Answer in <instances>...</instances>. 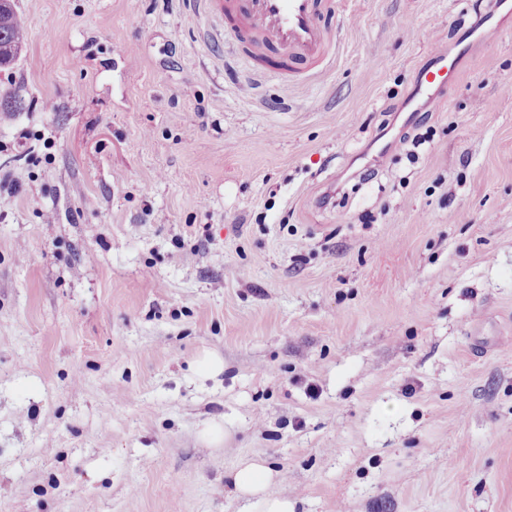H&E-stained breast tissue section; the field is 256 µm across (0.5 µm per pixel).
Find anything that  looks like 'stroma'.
Wrapping results in <instances>:
<instances>
[{"label":"stroma","instance_id":"obj_1","mask_svg":"<svg viewBox=\"0 0 512 512\" xmlns=\"http://www.w3.org/2000/svg\"><path fill=\"white\" fill-rule=\"evenodd\" d=\"M17 6L0 512H260L246 460L295 512H512V14L344 0L253 91L194 0ZM447 59V62H446ZM441 64L435 70H427L425 73V83L421 84L419 93L426 97V100H431L435 97L432 90L448 86L449 77L452 74L451 64L448 65V57L438 61ZM236 494L240 497H257L261 512H294V505L288 498H282L272 492L277 481L273 473L258 462H248L239 467L232 480Z\"/></svg>","mask_w":512,"mask_h":512}]
</instances>
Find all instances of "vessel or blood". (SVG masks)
Instances as JSON below:
<instances>
[{
  "mask_svg": "<svg viewBox=\"0 0 512 512\" xmlns=\"http://www.w3.org/2000/svg\"><path fill=\"white\" fill-rule=\"evenodd\" d=\"M335 0H227L234 19L226 33L242 54L257 56L261 76L299 77L310 81L332 66L336 37ZM448 63L427 70L419 88L423 96L447 86Z\"/></svg>",
  "mask_w": 512,
  "mask_h": 512,
  "instance_id": "b4317fda",
  "label": "vessel or blood"
}]
</instances>
